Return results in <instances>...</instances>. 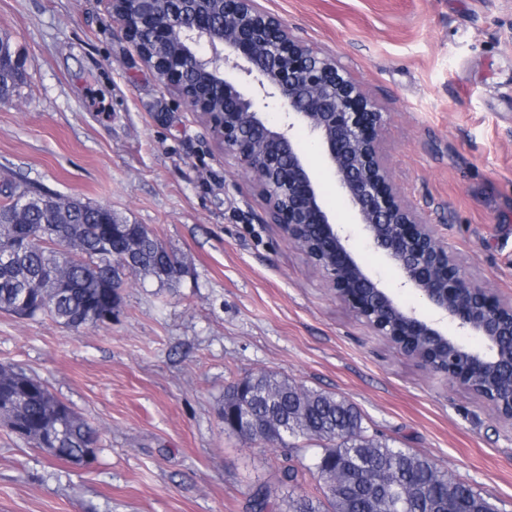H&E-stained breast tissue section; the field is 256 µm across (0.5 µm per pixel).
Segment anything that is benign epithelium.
<instances>
[{"instance_id": "1", "label": "benign epithelium", "mask_w": 512, "mask_h": 512, "mask_svg": "<svg viewBox=\"0 0 512 512\" xmlns=\"http://www.w3.org/2000/svg\"><path fill=\"white\" fill-rule=\"evenodd\" d=\"M110 2L112 26L128 43H134L135 31L128 18L131 4L157 46L176 48L170 56L135 51L205 118L224 153L244 165L271 220L321 270L336 297L401 354L468 386L512 421V409L488 396L492 375L512 388V362L504 363L505 344L512 345V301L465 277L435 226L401 198L383 150V113L360 85L295 39L281 20L258 11L254 0H221V30L204 12L181 26L161 19L163 0ZM188 71L220 87L219 107L190 92ZM272 103L281 109L275 122L265 112ZM300 128L319 146L370 247L399 270L400 287L412 289L430 314L405 307L354 256L349 237L324 209L317 179L295 142ZM136 250L133 242L113 258V278L133 270ZM466 336L479 337L482 346H469Z\"/></svg>"}]
</instances>
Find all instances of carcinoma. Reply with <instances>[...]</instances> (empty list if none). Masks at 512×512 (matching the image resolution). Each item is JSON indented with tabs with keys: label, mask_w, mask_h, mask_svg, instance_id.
I'll list each match as a JSON object with an SVG mask.
<instances>
[{
	"label": "carcinoma",
	"mask_w": 512,
	"mask_h": 512,
	"mask_svg": "<svg viewBox=\"0 0 512 512\" xmlns=\"http://www.w3.org/2000/svg\"><path fill=\"white\" fill-rule=\"evenodd\" d=\"M196 8L212 12L215 25L224 24L217 0H193L175 17L179 23ZM20 81L19 67H0V103L10 99ZM57 196L32 185L12 183L0 197V310L35 320L49 317L66 328L78 330L105 323L106 315L120 304L111 290L112 257L125 252L129 240H140L142 268L161 283H172L171 273L182 264L154 233L142 224H120L110 215L102 221L101 208L78 199L66 212L56 207ZM39 281L43 289L31 295L25 290ZM249 406L261 420L288 425V441L280 464L279 483L288 488L286 512H385L388 503L374 497L386 483L397 495L395 512H498L496 504L438 468L428 457L409 449L394 448L387 441L369 437L356 405L333 393L309 390L286 378L266 374L256 382L244 378L229 384L224 406ZM0 406L18 426V437L35 444V433L66 423L58 447L77 456L87 448H99L98 430L55 396L45 385L17 370L0 384ZM316 440L323 451L312 465L290 453L297 441ZM362 449L365 468H344L341 473L317 474L321 461L350 459ZM317 476L318 495L298 493L304 472ZM251 512H274L270 494L257 489L250 498Z\"/></svg>",
	"instance_id": "carcinoma-1"
}]
</instances>
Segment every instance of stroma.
I'll return each mask as SVG.
<instances>
[{
    "label": "stroma",
    "instance_id": "stroma-1",
    "mask_svg": "<svg viewBox=\"0 0 512 512\" xmlns=\"http://www.w3.org/2000/svg\"><path fill=\"white\" fill-rule=\"evenodd\" d=\"M341 65L384 113L404 200L466 275L512 298V0H256ZM110 0H0L22 76L0 104V190L25 181L153 230L187 270L129 275L111 323L71 330L0 311V366L46 385L100 434L88 464L0 424V512H250L283 449L224 426V390L275 372L336 393L367 434L430 458L512 512V422L376 336L273 224L250 175L108 26ZM323 203L406 305L301 130Z\"/></svg>",
    "mask_w": 512,
    "mask_h": 512
}]
</instances>
